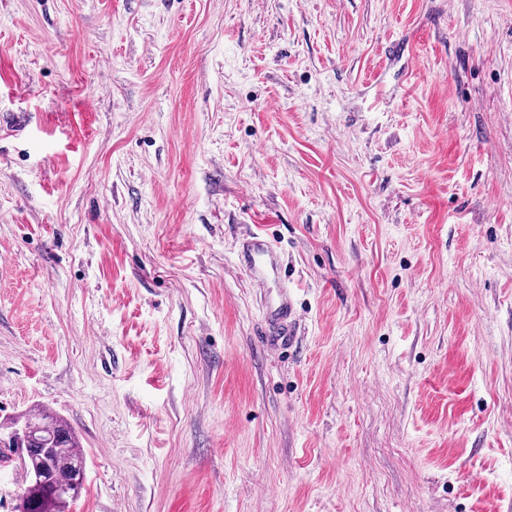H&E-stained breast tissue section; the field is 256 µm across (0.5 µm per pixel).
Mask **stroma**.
<instances>
[{
  "label": "stroma",
  "mask_w": 512,
  "mask_h": 512,
  "mask_svg": "<svg viewBox=\"0 0 512 512\" xmlns=\"http://www.w3.org/2000/svg\"><path fill=\"white\" fill-rule=\"evenodd\" d=\"M34 406L73 512H512V0H0V423ZM241 259L245 271L259 283L279 277L278 251L264 233L255 232L250 236L243 244ZM295 319V309L287 290H281L267 306L266 320L273 328L274 336H278L277 342L288 343L290 325Z\"/></svg>",
  "instance_id": "stroma-1"
}]
</instances>
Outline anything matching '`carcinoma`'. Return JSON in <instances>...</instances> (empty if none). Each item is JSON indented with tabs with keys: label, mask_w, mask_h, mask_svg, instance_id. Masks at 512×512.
Returning a JSON list of instances; mask_svg holds the SVG:
<instances>
[{
	"label": "carcinoma",
	"mask_w": 512,
	"mask_h": 512,
	"mask_svg": "<svg viewBox=\"0 0 512 512\" xmlns=\"http://www.w3.org/2000/svg\"><path fill=\"white\" fill-rule=\"evenodd\" d=\"M33 428L32 451L24 455L21 469L26 487L21 495L20 512H70L82 493L86 461L77 451L78 442L70 425L45 409H30L9 426L14 431Z\"/></svg>",
	"instance_id": "cac0c4a2"
}]
</instances>
